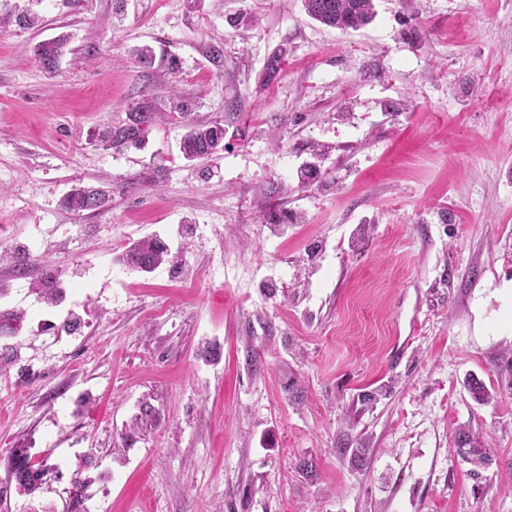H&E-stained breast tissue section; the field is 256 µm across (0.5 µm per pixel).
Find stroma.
Instances as JSON below:
<instances>
[{
  "label": "stroma",
  "instance_id": "35a3bbf8",
  "mask_svg": "<svg viewBox=\"0 0 512 512\" xmlns=\"http://www.w3.org/2000/svg\"><path fill=\"white\" fill-rule=\"evenodd\" d=\"M375 10L341 31L303 0H0V249L33 257L0 262V305L28 312L0 338V487L28 449L60 510L91 450L88 512H512V0ZM62 35L47 74L33 48ZM177 90L223 122L219 155L186 161L175 120L98 147ZM78 182L110 208L62 209ZM147 236L168 262L129 270ZM48 277L84 292L46 308ZM461 426L495 458L480 476ZM158 113L148 103L138 104L126 114L120 123L106 127L98 133V143L104 150L124 151L140 148L151 128L157 122Z\"/></svg>",
  "mask_w": 512,
  "mask_h": 512
}]
</instances>
